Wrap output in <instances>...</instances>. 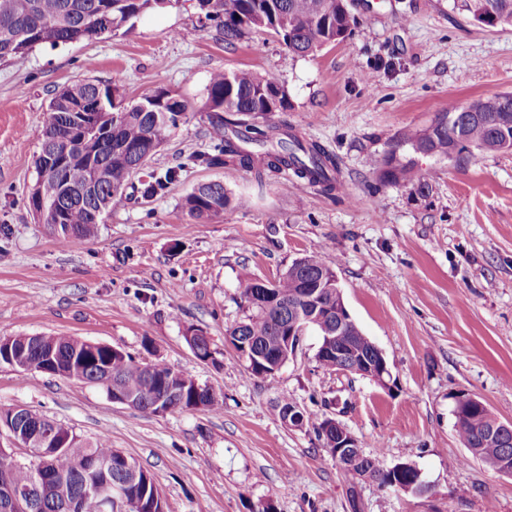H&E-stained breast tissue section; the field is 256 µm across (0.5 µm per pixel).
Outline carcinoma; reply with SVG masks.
I'll return each mask as SVG.
<instances>
[{"instance_id":"1","label":"carcinoma","mask_w":512,"mask_h":512,"mask_svg":"<svg viewBox=\"0 0 512 512\" xmlns=\"http://www.w3.org/2000/svg\"><path fill=\"white\" fill-rule=\"evenodd\" d=\"M171 0H0V61L14 65L26 62L30 51L39 45L52 47L80 41H94L105 35L132 29V19L149 9L164 8ZM200 13L224 40L232 43L252 30L271 31L281 38L288 51L305 56L318 48L344 39L355 24L347 0H197ZM453 9L473 21L492 28H512V0H452ZM105 100L104 109L111 114L105 123L112 125L111 141L127 149L123 162L109 161L94 152L82 138L70 137L74 162L62 179L42 167L58 142L69 137L65 122L84 101L97 95ZM288 110V95L279 81L253 70L212 73L206 87L205 100L197 106L169 90H158L134 103H123L116 87L94 79L66 85L51 98L41 132V147L36 158L37 180L28 195L29 207L41 200L59 201L66 211V223L75 233L57 231L56 215L48 212L44 224L53 229L57 242L63 246L83 245L95 238L99 225L117 207L133 200L149 201L163 195L178 177L180 168L142 174L168 138L188 115L204 114L209 125L210 150L194 153L189 160L207 167L237 166L281 173L289 171L296 178L316 187L327 196L342 190L336 156L317 141L307 140L296 133L288 122L271 125L248 135L249 121L266 118L274 112ZM467 142L454 157L464 153L512 152V94L477 98L465 104L451 103L439 113L433 123L423 129H407L397 144L415 153L448 156V147L455 140ZM372 173L388 184L408 183L414 178V163L403 160L391 151L370 160ZM233 204H242L224 189L220 182L197 185L185 197L183 207L196 221L220 217ZM335 276L318 247L295 259L273 281L274 304L255 294L256 280L239 282V296L246 311L244 316L225 330L230 343L249 339L252 350L266 357L282 354L283 328L297 311L307 312L303 296L314 295L321 306L329 304L331 289L322 284ZM309 327L321 337L316 360L321 368L339 371L336 360L321 355L323 348L341 344L353 358L375 356L373 342L356 325L345 327L342 339H328L329 322L311 323ZM14 349L34 358L53 354L57 369L65 378L84 384L97 380L96 368L102 364L112 371V378L138 402L137 409L149 410L156 400L164 399L169 412L193 408L195 380L175 378L162 363L143 364L130 355L112 350L110 346L96 350L88 348L87 340L76 336L41 335L37 343L16 336ZM200 402L211 412L222 409V396L204 386ZM494 415L491 410L474 408L455 417L454 427L462 445L476 452L471 457L492 470L512 466V430L493 439L485 436ZM109 441L98 438L89 441L72 434L64 448L54 456L56 470L61 474L35 512H57L59 505L74 499L83 488V470L93 459L113 455ZM347 479H372L385 484L388 480L382 453L367 455L354 464L350 460L336 461ZM138 478L119 512H147L148 502L141 489L154 482V477L138 464H133ZM34 480V466L0 449V481L17 487H27Z\"/></svg>"}]
</instances>
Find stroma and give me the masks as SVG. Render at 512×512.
Instances as JSON below:
<instances>
[{
  "label": "stroma",
  "mask_w": 512,
  "mask_h": 512,
  "mask_svg": "<svg viewBox=\"0 0 512 512\" xmlns=\"http://www.w3.org/2000/svg\"><path fill=\"white\" fill-rule=\"evenodd\" d=\"M350 9L352 34L305 57L264 32L225 44L196 0H171L129 34L0 63V336L100 342L224 399L217 414H154L98 386L0 364V409L108 438L154 476L165 512H512V477L468 457L453 415L465 392L512 422V152L457 163L397 144L449 103L512 93V28L482 26L450 0H351ZM220 69L275 76L286 119L335 153L344 192L188 163L210 143L196 113L151 163L181 168L163 197L115 209L93 241L61 247L27 205L55 90L90 77L129 102L163 88L199 104ZM393 150L414 161L416 181L377 184L369 161ZM211 181L248 203L192 223L183 200ZM317 246L353 321L382 351L387 385L322 369L311 328L268 378L250 375L227 341L243 314L240 280H275ZM192 329L208 336L212 360L193 353ZM284 396L303 426L283 421ZM326 417L364 447L381 439L385 464L416 466L425 492L343 478L314 428Z\"/></svg>",
  "instance_id": "35a3bbf8"
}]
</instances>
